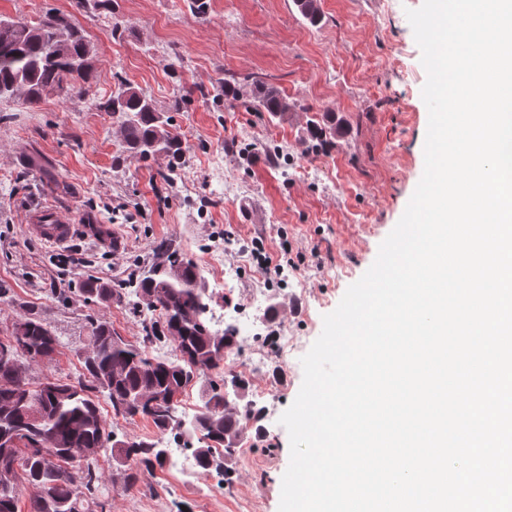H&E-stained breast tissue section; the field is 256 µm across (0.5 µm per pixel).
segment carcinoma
Wrapping results in <instances>:
<instances>
[{"label": "carcinoma", "mask_w": 512, "mask_h": 512, "mask_svg": "<svg viewBox=\"0 0 512 512\" xmlns=\"http://www.w3.org/2000/svg\"><path fill=\"white\" fill-rule=\"evenodd\" d=\"M295 5L310 24L321 21L319 0H295ZM7 22L13 29L0 31V104L22 98L33 107L49 88L66 97L87 98L96 110L116 118L125 152L143 161L163 156L169 174H176L183 140L173 129L172 117L149 96L128 86L106 100L90 96L97 79V50L71 16L49 11L36 21L19 17ZM242 95L273 117L297 107L260 78L244 94L236 82L224 80V97L236 101ZM336 133L333 120L310 127L311 138L322 143ZM152 253L134 279L112 286L84 280L74 289L85 301L116 303L143 315V335L136 344L114 332L111 324L90 321L85 378L75 384L48 375L33 380L32 367L50 364L60 354L61 337L39 315H20L13 322L11 335L20 351L15 362L0 363V512H18L25 487L34 490L27 512H111L99 460L112 459L123 486L133 488L140 472L164 465L168 449L160 444L168 433L186 438L187 445L197 440L200 447L194 453L205 474L221 476L226 485L233 481L240 438L248 427L259 428L261 420V409L244 402L250 378L229 371L219 383L208 381L200 410L185 422H166L164 406L153 400L159 394L184 393L239 352L238 330L233 325L222 331L212 328L208 298L198 288L204 276L196 263L167 241ZM166 342L173 344L169 356L152 355L154 345ZM100 393L106 394L113 418L147 419L159 438L118 439L100 410ZM14 438H25L32 446L4 447ZM215 444L224 448L219 459L212 454ZM72 450L80 461L70 467L67 453ZM15 461L21 473L5 478L3 473Z\"/></svg>", "instance_id": "obj_1"}]
</instances>
